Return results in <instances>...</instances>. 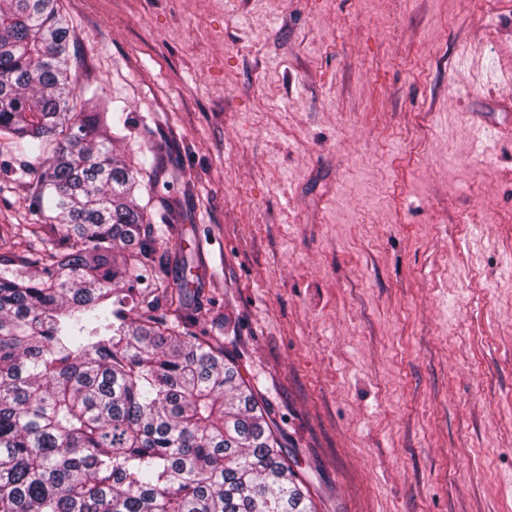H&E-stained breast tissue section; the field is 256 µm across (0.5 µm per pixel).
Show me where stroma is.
<instances>
[{"instance_id":"obj_1","label":"stroma","mask_w":512,"mask_h":512,"mask_svg":"<svg viewBox=\"0 0 512 512\" xmlns=\"http://www.w3.org/2000/svg\"><path fill=\"white\" fill-rule=\"evenodd\" d=\"M60 7L318 512H512V0ZM38 189L0 141V225Z\"/></svg>"}]
</instances>
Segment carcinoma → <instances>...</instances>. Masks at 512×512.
Listing matches in <instances>:
<instances>
[{
	"label": "carcinoma",
	"instance_id": "obj_1",
	"mask_svg": "<svg viewBox=\"0 0 512 512\" xmlns=\"http://www.w3.org/2000/svg\"><path fill=\"white\" fill-rule=\"evenodd\" d=\"M59 0H0V138L41 161L0 253V512H317L224 340L163 287L122 112H75Z\"/></svg>",
	"mask_w": 512,
	"mask_h": 512
}]
</instances>
